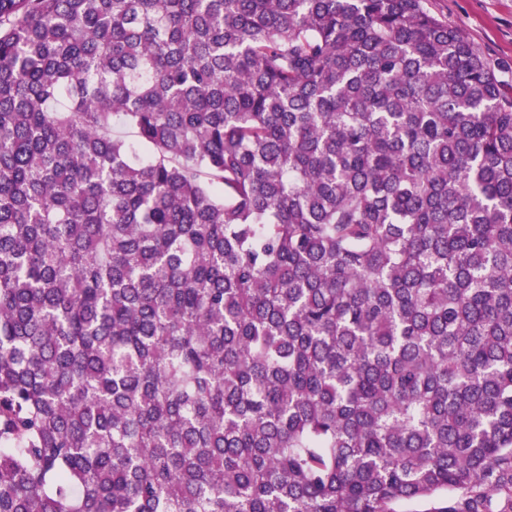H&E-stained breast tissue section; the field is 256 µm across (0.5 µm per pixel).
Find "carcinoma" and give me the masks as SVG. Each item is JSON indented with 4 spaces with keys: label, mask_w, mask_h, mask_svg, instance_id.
<instances>
[{
    "label": "carcinoma",
    "mask_w": 512,
    "mask_h": 512,
    "mask_svg": "<svg viewBox=\"0 0 512 512\" xmlns=\"http://www.w3.org/2000/svg\"><path fill=\"white\" fill-rule=\"evenodd\" d=\"M402 500L512 512V84L423 0H0V512Z\"/></svg>",
    "instance_id": "obj_1"
}]
</instances>
